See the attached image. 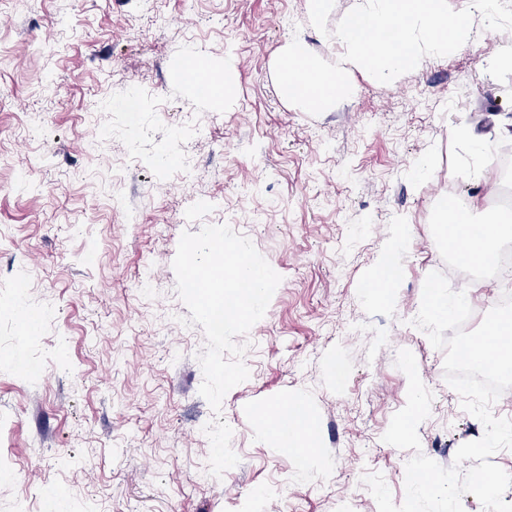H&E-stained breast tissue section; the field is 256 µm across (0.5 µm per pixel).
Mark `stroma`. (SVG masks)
<instances>
[{
    "label": "stroma",
    "instance_id": "stroma-1",
    "mask_svg": "<svg viewBox=\"0 0 512 512\" xmlns=\"http://www.w3.org/2000/svg\"><path fill=\"white\" fill-rule=\"evenodd\" d=\"M309 14L310 0H0V512H378L368 472L402 503L412 453L382 440L407 400L401 349L433 394L423 453L442 465L439 448L483 436L411 321L433 271L476 320L498 303L489 278L449 268L441 221L448 196L500 216L491 199L512 187L491 167L512 162V67L495 63L512 33L474 23L388 84L346 64L351 96L313 116L274 79L295 38L342 60ZM191 54L236 86L196 98L179 73ZM222 223L282 281L223 400L240 461L217 479L205 338L181 323L172 261L183 231ZM400 237L395 291L374 293ZM294 396L309 462L257 419Z\"/></svg>",
    "mask_w": 512,
    "mask_h": 512
}]
</instances>
